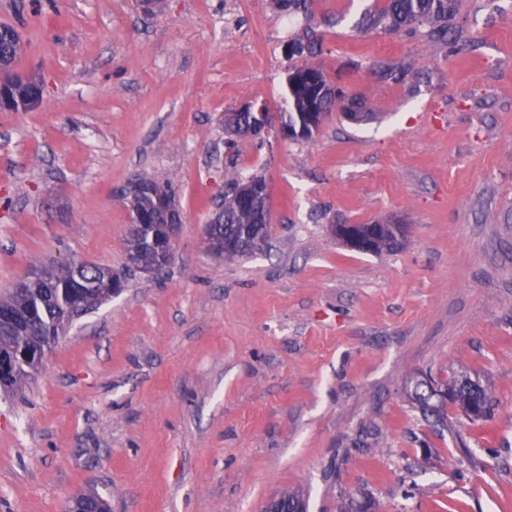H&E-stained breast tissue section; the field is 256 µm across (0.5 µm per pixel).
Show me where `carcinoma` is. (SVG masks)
Here are the masks:
<instances>
[{
	"mask_svg": "<svg viewBox=\"0 0 512 512\" xmlns=\"http://www.w3.org/2000/svg\"><path fill=\"white\" fill-rule=\"evenodd\" d=\"M455 0H388L386 7L378 14L366 19V26L377 29L404 27L431 42H441L453 52L461 50L466 40L457 36L448 37V21L454 16ZM320 42L312 35H305L293 41L289 48V59L310 57L319 52ZM23 54V43L15 29L0 26V64L7 70L14 67ZM289 110L281 115V128L301 131L318 122V118L333 108L336 96L327 83L323 71L307 62L288 67ZM40 92L36 82H25L19 78L0 83V96L9 100L15 111H21L26 101ZM343 111L352 114L355 122L370 120L373 112L362 97L350 98ZM228 149L229 170L226 171L224 199L221 202L224 223L219 225L224 240L235 243L232 250L222 249L217 256L234 258L252 253L259 247L254 237L261 231L265 219L263 209L253 198L256 188L266 186L265 180L257 175H242L236 169L237 151L235 142L224 143ZM159 194L169 202H175L170 188L160 181L140 177L132 188L117 197V201L129 209L132 216L141 218L135 233L126 239L125 251L136 253L138 266L150 269L158 263L151 245L155 233L153 217L160 213L154 204V195ZM378 231V242L371 253L392 250L402 244L398 237L406 232L396 233L388 223L374 224ZM99 266L92 263L66 261L55 266H39L40 275L31 281L27 290L18 294L8 291L0 297V309L18 316L12 321L0 323V353H12L20 349L46 350L53 347L48 336L51 330H61L73 300L77 274L92 279ZM415 395L423 413L436 419L442 427L447 426L445 408L448 403L458 405L470 420L482 421L491 415L492 403L480 380L468 376H454L446 382L420 381L416 384Z\"/></svg>",
	"mask_w": 512,
	"mask_h": 512,
	"instance_id": "1",
	"label": "carcinoma"
}]
</instances>
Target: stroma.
I'll return each instance as SVG.
<instances>
[{"instance_id":"1","label":"stroma","mask_w":512,"mask_h":512,"mask_svg":"<svg viewBox=\"0 0 512 512\" xmlns=\"http://www.w3.org/2000/svg\"><path fill=\"white\" fill-rule=\"evenodd\" d=\"M387 0H0L27 44L15 74L42 102L0 112V293L38 261L111 267L123 291L75 319L15 395L0 392V512H512V0H456L469 48L369 30ZM377 117L329 112L285 139L288 45ZM266 108L238 168L262 175L268 236L212 255L222 120ZM168 183L173 262L124 263L116 193ZM394 218L401 246L364 254L335 224ZM479 376L495 407L448 426L419 377Z\"/></svg>"}]
</instances>
